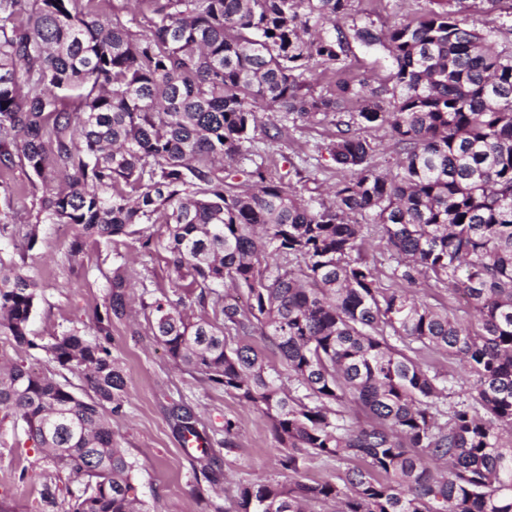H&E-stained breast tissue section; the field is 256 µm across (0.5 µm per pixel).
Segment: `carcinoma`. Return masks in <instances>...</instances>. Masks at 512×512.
Instances as JSON below:
<instances>
[{"label":"carcinoma","instance_id":"carcinoma-1","mask_svg":"<svg viewBox=\"0 0 512 512\" xmlns=\"http://www.w3.org/2000/svg\"><path fill=\"white\" fill-rule=\"evenodd\" d=\"M76 0H0V167L29 168L42 224H70L74 258L88 242L167 225L164 248L190 279L151 305L154 337L190 373L266 414L286 480L238 487V512H512V53L455 12L347 34L351 0H149L140 31ZM389 45L390 83L343 77L349 39ZM336 74L316 91L304 75ZM79 90L78 110L58 92ZM292 121L337 118L326 150L343 177L334 200L298 195L265 163L238 168L260 127L257 104ZM349 120H343V116ZM388 126L402 158L380 171L357 129ZM379 227L409 285L446 283L477 314L460 324L406 289L377 286L361 221ZM200 291H195L194 286ZM243 289L244 305L217 288ZM97 334L69 329L41 345L90 394L25 363L0 361V412L22 420L43 459L84 488L68 512H140L136 462L112 417L125 380L112 320L129 312L116 268ZM38 285L0 254V336L34 348ZM219 308L212 320L207 307ZM241 343L228 346L224 332ZM258 332L281 368L243 339ZM434 349L471 376L450 402L447 378L415 357ZM358 404L368 422L346 417ZM183 439H204L185 404ZM310 455L355 460L337 481L308 483Z\"/></svg>","mask_w":512,"mask_h":512}]
</instances>
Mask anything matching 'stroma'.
<instances>
[{"label":"stroma","instance_id":"stroma-1","mask_svg":"<svg viewBox=\"0 0 512 512\" xmlns=\"http://www.w3.org/2000/svg\"><path fill=\"white\" fill-rule=\"evenodd\" d=\"M428 7V0H352L351 15L357 22L370 21L384 29L414 19ZM457 8L470 27L494 30L496 50L512 51V0H501L492 12L478 0H459ZM348 63L350 75L359 80L383 82L392 71L387 50L356 42L350 46ZM336 135V126L327 120L290 122L278 139L257 133L251 158L280 175L299 169L308 187L319 188L329 202L334 198L340 173L326 147ZM0 179L9 186L8 191H0V216L9 221L7 235L0 237V250L24 262L39 284L37 305L29 322L35 348L17 352L8 341L0 339V355L21 356L77 394H85L87 386L78 372L48 361L37 345L72 328L95 335L115 269L123 270L134 293L128 318L112 324L109 347L123 369L130 394L117 428L123 448L138 463L134 486L146 512H236L242 480H282L280 449L271 420L223 388L175 369L153 337L148 304L163 296L178 299L186 285L169 253L159 246L167 236L165 225H144L145 235L154 240L153 247L144 248L127 240L91 244L74 260L67 252L74 233L71 225H41L36 244L27 243L41 194L31 172L17 165L0 172ZM179 402L195 411L199 428L213 450L209 473L217 491L207 498L197 494L193 472L197 454L185 450L170 415L172 404ZM228 419L237 425L229 440L224 437V422ZM38 457L22 422L10 418L0 422V498L12 501L15 512H67L73 495L81 489L80 483L57 475L47 463L40 470L30 471L29 462ZM47 484L55 492L51 503L41 494Z\"/></svg>","mask_w":512,"mask_h":512}]
</instances>
